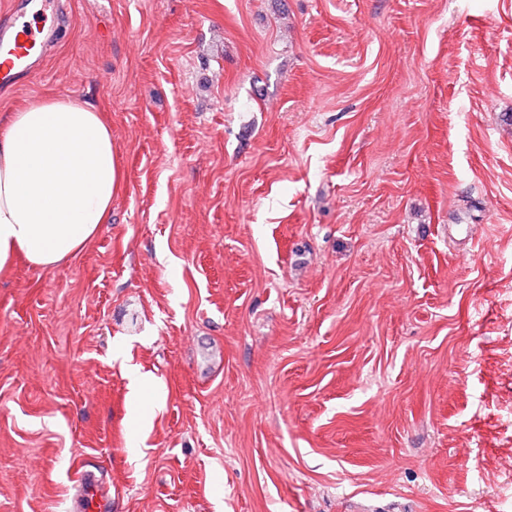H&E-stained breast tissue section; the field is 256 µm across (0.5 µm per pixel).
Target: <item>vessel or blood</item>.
I'll return each instance as SVG.
<instances>
[{"label":"vessel or blood","instance_id":"b4317fda","mask_svg":"<svg viewBox=\"0 0 512 512\" xmlns=\"http://www.w3.org/2000/svg\"><path fill=\"white\" fill-rule=\"evenodd\" d=\"M32 16L17 15L12 23L0 25V85L12 87L34 74L52 47L56 33L42 24L44 0H31ZM81 494L74 502L75 512H109L110 501L103 495L95 474L79 473Z\"/></svg>","mask_w":512,"mask_h":512}]
</instances>
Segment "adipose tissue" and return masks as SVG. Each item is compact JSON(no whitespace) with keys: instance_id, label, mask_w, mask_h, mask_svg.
Here are the masks:
<instances>
[{"instance_id":"adipose-tissue-1","label":"adipose tissue","mask_w":512,"mask_h":512,"mask_svg":"<svg viewBox=\"0 0 512 512\" xmlns=\"http://www.w3.org/2000/svg\"><path fill=\"white\" fill-rule=\"evenodd\" d=\"M124 188L102 113L46 96L0 120V272L23 258L50 268L108 223Z\"/></svg>"}]
</instances>
